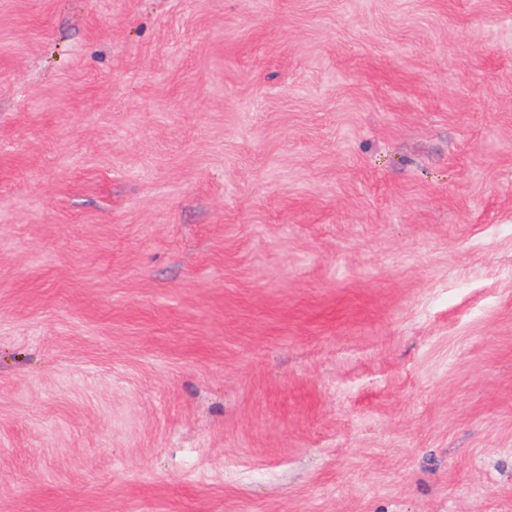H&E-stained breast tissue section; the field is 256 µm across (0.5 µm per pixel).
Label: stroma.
<instances>
[{
    "mask_svg": "<svg viewBox=\"0 0 512 512\" xmlns=\"http://www.w3.org/2000/svg\"><path fill=\"white\" fill-rule=\"evenodd\" d=\"M0 512H512V0H0Z\"/></svg>",
    "mask_w": 512,
    "mask_h": 512,
    "instance_id": "1",
    "label": "stroma"
}]
</instances>
